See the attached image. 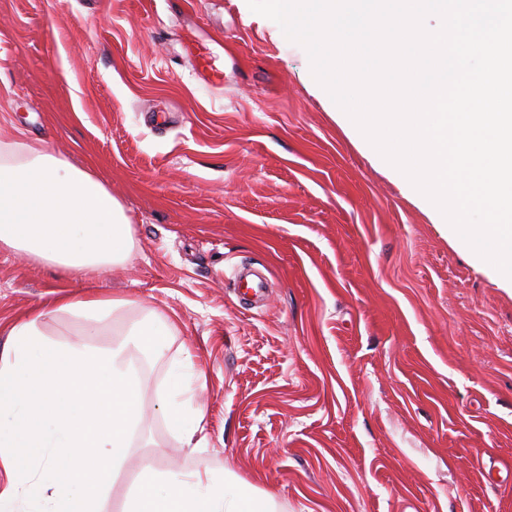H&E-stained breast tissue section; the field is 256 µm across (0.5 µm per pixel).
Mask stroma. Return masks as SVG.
<instances>
[{
  "label": "stroma",
  "mask_w": 512,
  "mask_h": 512,
  "mask_svg": "<svg viewBox=\"0 0 512 512\" xmlns=\"http://www.w3.org/2000/svg\"><path fill=\"white\" fill-rule=\"evenodd\" d=\"M275 27L246 0H0V128L94 173L135 238L91 278L1 252L0 349L93 286L132 301L124 319L175 315L104 512L145 464L201 460L283 512H512V284L407 196ZM243 264L259 302L232 286ZM187 355L206 377L195 453L156 408Z\"/></svg>",
  "instance_id": "stroma-1"
}]
</instances>
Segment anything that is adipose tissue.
<instances>
[{
  "label": "adipose tissue",
  "instance_id": "obj_1",
  "mask_svg": "<svg viewBox=\"0 0 512 512\" xmlns=\"http://www.w3.org/2000/svg\"><path fill=\"white\" fill-rule=\"evenodd\" d=\"M135 247L121 203L88 170L46 148L0 135V251L64 272L98 274L121 265ZM92 293L60 295L8 329L0 355V460L24 457L14 493L0 512H103L106 490L124 466L141 419L138 359H160L175 319L146 308L125 323V339L108 351L88 324L80 345L45 341L41 321L76 310L125 307ZM203 383L191 360L175 365L160 404L185 447L202 430V408L186 410V382ZM123 512H279L276 496L202 464L189 472L144 467Z\"/></svg>",
  "mask_w": 512,
  "mask_h": 512
}]
</instances>
